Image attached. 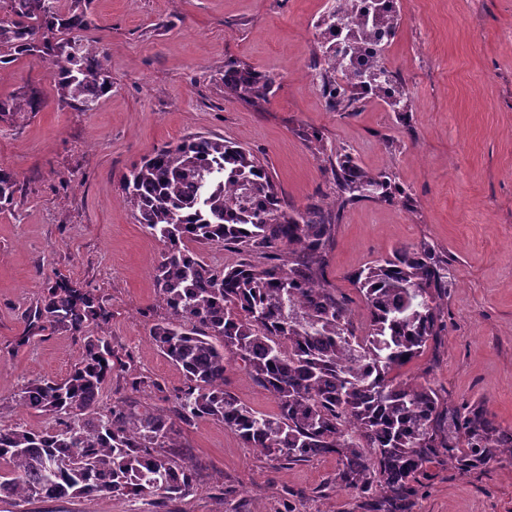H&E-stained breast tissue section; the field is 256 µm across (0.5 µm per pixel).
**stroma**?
Returning <instances> with one entry per match:
<instances>
[{
	"mask_svg": "<svg viewBox=\"0 0 512 512\" xmlns=\"http://www.w3.org/2000/svg\"><path fill=\"white\" fill-rule=\"evenodd\" d=\"M327 0H94L90 36L110 56L112 90L90 112L48 97L36 114L0 120V166L20 191L0 211V418L45 428L52 418L19 406L21 389L66 377L84 341L28 330L26 312L64 279L104 296L103 331L136 372L160 383L141 393L165 412L182 385L150 329L166 317L150 272L163 244L138 224L120 179L154 148L201 133L242 144L264 161L289 206L332 203L328 154L350 152L371 173L394 174L409 204L362 200L335 226L328 287L364 304L353 273L400 245L435 246L455 276L441 305L445 330L406 367L451 404L482 403L512 428V0H400L387 52L410 101L398 116L367 100L348 116L329 111L312 77L315 25ZM275 75L266 101L224 92V66ZM48 87L41 64L0 65V94ZM225 388L272 413L273 397L241 368ZM179 440L194 464L182 499L86 497L7 500L6 512H342L335 458L290 467L244 446L223 425L199 421ZM414 512H512V462L467 474L428 465Z\"/></svg>",
	"mask_w": 512,
	"mask_h": 512,
	"instance_id": "obj_1",
	"label": "stroma"
}]
</instances>
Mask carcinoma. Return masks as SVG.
<instances>
[{
	"label": "carcinoma",
	"mask_w": 512,
	"mask_h": 512,
	"mask_svg": "<svg viewBox=\"0 0 512 512\" xmlns=\"http://www.w3.org/2000/svg\"><path fill=\"white\" fill-rule=\"evenodd\" d=\"M92 2L0 5V64H44L58 102L77 112L95 109L112 90L105 47L82 34ZM399 25L396 7L328 0L312 69L329 111L353 115L365 97L408 111L386 62L387 38ZM274 84L269 73L224 67V90L238 98L265 100ZM44 103L43 91L28 86L0 97V119L33 114ZM329 169L338 210L407 198L391 174L367 172L349 153L336 154ZM121 187L138 223L164 244L152 280L168 318L151 337L184 386L169 411L158 413L133 394L161 386L130 374L131 395L100 409L112 372L124 367L108 338L90 329L108 311L94 293L56 282L27 315V327L63 328L86 338L84 350L67 377L21 390V404L54 417L56 426L0 422L1 497H186L196 477L177 424L198 420L221 423L247 447L290 465L335 458L336 487L359 495L367 512H413L418 478L435 460L469 473L512 458V429L497 425L484 405H450L431 384L399 374L444 330L439 301L452 278L434 246L396 247L351 276L365 303L362 335L346 297L323 283L339 213L317 203L288 207L251 150L190 135L154 149ZM17 192L15 174L0 167V210ZM214 244L238 259L212 266L196 247ZM284 250L288 260L280 261ZM258 253L266 262L255 261ZM234 364L274 398L276 412L257 411L224 389Z\"/></svg>",
	"instance_id": "obj_1"
}]
</instances>
